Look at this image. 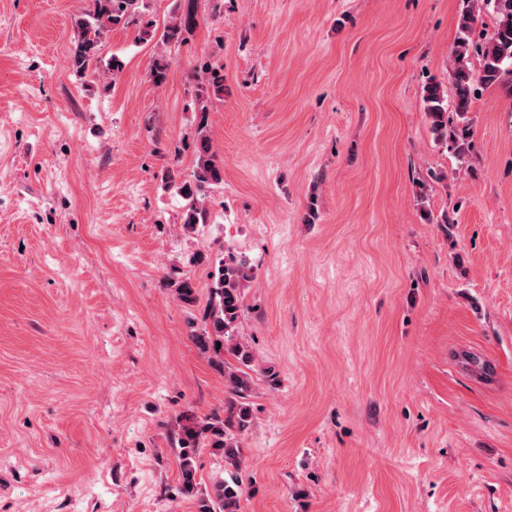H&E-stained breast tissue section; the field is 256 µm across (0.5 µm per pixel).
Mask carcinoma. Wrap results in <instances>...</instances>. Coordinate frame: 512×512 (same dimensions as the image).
Instances as JSON below:
<instances>
[{
	"mask_svg": "<svg viewBox=\"0 0 512 512\" xmlns=\"http://www.w3.org/2000/svg\"><path fill=\"white\" fill-rule=\"evenodd\" d=\"M472 5L462 12L458 20V35L450 50L448 80L455 89L453 107L459 123L448 124V94L441 83H430L423 95L424 111L436 141L456 144L460 164L467 163L462 141L468 135V118L472 98L478 87L499 88L512 98V0H470ZM147 4L145 0H92L91 9L73 18L74 40L69 50L72 71L79 76L97 75L102 63L103 39L116 27L127 28L142 20ZM489 13L495 24L491 32L473 38L475 24L482 13ZM198 26L195 0H187V6L176 12L165 26L160 40L166 44L183 41ZM477 59L479 69H474L472 59ZM207 87L198 94L200 120L197 128L196 170L194 180L176 185L177 192L190 200L184 213L183 224L194 227L205 224L208 212L200 203L205 191L212 185L224 181V170L215 154L211 152L207 131L209 112L208 92L222 90L221 76L210 72ZM252 278L246 259L233 255L218 261L213 288L203 312L204 326L193 335L199 348L224 367V380L231 396L230 407L236 414L228 420L217 416L204 421L190 420L182 425L179 444V469L184 491H194L196 482L195 449L207 445L221 452L224 462L235 468L239 463L240 448L234 430H243L249 423L246 399L252 390L253 379L248 372L252 356L246 346L235 341L233 327L242 308V291ZM175 292L179 301L188 306L197 303L196 288L189 279L176 283ZM237 361L232 365L224 361V355ZM461 367L475 372L489 381L495 367L472 352L464 354L459 361ZM242 494L236 478L214 483L212 503L203 512H238Z\"/></svg>",
	"mask_w": 512,
	"mask_h": 512,
	"instance_id": "carcinoma-1",
	"label": "carcinoma"
}]
</instances>
